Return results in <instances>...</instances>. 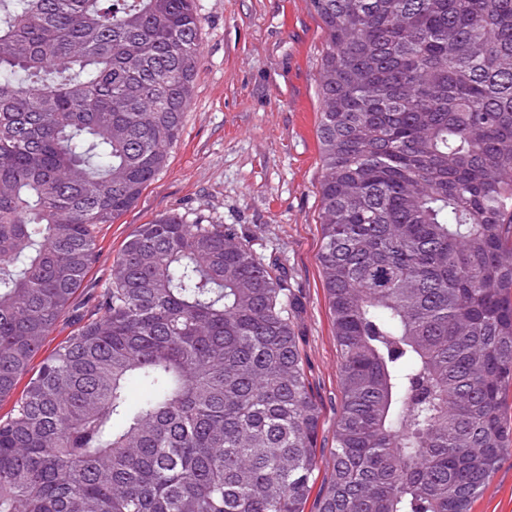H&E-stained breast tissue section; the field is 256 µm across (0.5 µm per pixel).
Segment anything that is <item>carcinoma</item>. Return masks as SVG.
Listing matches in <instances>:
<instances>
[{
    "label": "carcinoma",
    "instance_id": "1",
    "mask_svg": "<svg viewBox=\"0 0 512 512\" xmlns=\"http://www.w3.org/2000/svg\"><path fill=\"white\" fill-rule=\"evenodd\" d=\"M311 3L342 393L319 487L288 276L231 227L140 225L33 367L179 138L200 15L0 0V512H471L512 449V0Z\"/></svg>",
    "mask_w": 512,
    "mask_h": 512
}]
</instances>
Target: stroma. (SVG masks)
<instances>
[{
	"label": "stroma",
	"mask_w": 512,
	"mask_h": 512,
	"mask_svg": "<svg viewBox=\"0 0 512 512\" xmlns=\"http://www.w3.org/2000/svg\"><path fill=\"white\" fill-rule=\"evenodd\" d=\"M200 72L165 168L138 202L98 230V256L46 340L53 349L91 318L112 263L143 224L175 211L187 223L232 224L285 266L297 300L295 334L322 408L320 477L341 398L339 350L322 286L318 118L323 24L311 0H197ZM472 512H512V450Z\"/></svg>",
	"instance_id": "stroma-1"
}]
</instances>
